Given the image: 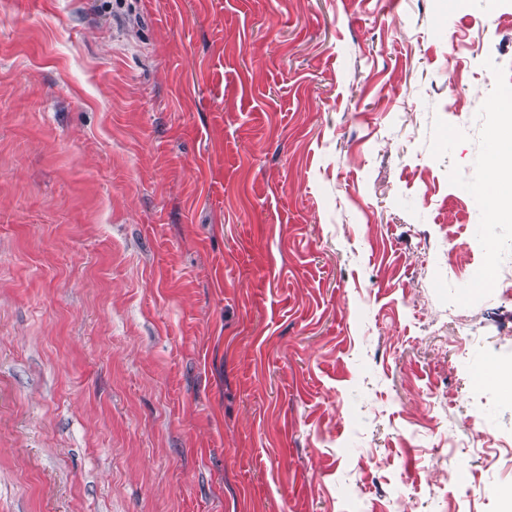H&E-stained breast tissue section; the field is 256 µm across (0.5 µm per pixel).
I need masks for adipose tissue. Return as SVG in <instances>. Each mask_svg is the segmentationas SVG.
I'll return each mask as SVG.
<instances>
[{
    "label": "adipose tissue",
    "instance_id": "1",
    "mask_svg": "<svg viewBox=\"0 0 512 512\" xmlns=\"http://www.w3.org/2000/svg\"><path fill=\"white\" fill-rule=\"evenodd\" d=\"M501 149L486 178L485 210L490 222L512 219V113L501 116L498 130Z\"/></svg>",
    "mask_w": 512,
    "mask_h": 512
}]
</instances>
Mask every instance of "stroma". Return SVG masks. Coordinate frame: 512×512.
<instances>
[{"mask_svg": "<svg viewBox=\"0 0 512 512\" xmlns=\"http://www.w3.org/2000/svg\"><path fill=\"white\" fill-rule=\"evenodd\" d=\"M507 84L512 0H0V512H503ZM501 149L492 159L484 192L485 210L491 223L512 219V113L500 116ZM476 379L481 385L496 386L503 396L512 401V367L508 369L498 363H493L479 369Z\"/></svg>", "mask_w": 512, "mask_h": 512, "instance_id": "obj_1", "label": "stroma"}]
</instances>
